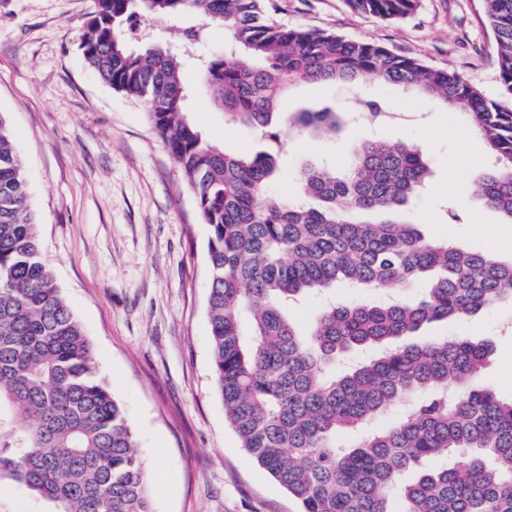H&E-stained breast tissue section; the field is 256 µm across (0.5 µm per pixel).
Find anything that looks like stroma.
Masks as SVG:
<instances>
[{
    "instance_id": "obj_1",
    "label": "stroma",
    "mask_w": 512,
    "mask_h": 512,
    "mask_svg": "<svg viewBox=\"0 0 512 512\" xmlns=\"http://www.w3.org/2000/svg\"><path fill=\"white\" fill-rule=\"evenodd\" d=\"M277 23L383 44L450 69L485 97H505L484 0H420L389 22L348 0H268ZM92 0H0V120L24 161L27 206L57 286L94 347L100 376L132 423L154 512H299L246 451L224 414L208 318L209 228L150 124L144 104L112 90L84 63ZM187 110L214 145L252 152L258 141L210 101L196 58L182 68ZM393 121L314 139L290 132L271 193L292 198L302 165L345 163L365 140L411 141L434 178L408 213L434 239L512 258V224L473 193L487 147L467 118L416 94L367 80ZM348 89L296 84L283 112L348 103ZM425 338L488 341L483 384L512 400V303L430 326Z\"/></svg>"
}]
</instances>
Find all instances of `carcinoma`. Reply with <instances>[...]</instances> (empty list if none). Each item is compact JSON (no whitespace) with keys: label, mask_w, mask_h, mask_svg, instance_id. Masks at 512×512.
I'll return each mask as SVG.
<instances>
[{"label":"carcinoma","mask_w":512,"mask_h":512,"mask_svg":"<svg viewBox=\"0 0 512 512\" xmlns=\"http://www.w3.org/2000/svg\"><path fill=\"white\" fill-rule=\"evenodd\" d=\"M350 3L384 20L419 6ZM485 8L506 103L383 45L273 23L265 0H93L85 64L146 104L210 229L212 362L225 416L301 512H512V401L480 382L491 345L416 340L431 324L512 302V261L435 242L409 221L358 220L420 196L432 162L412 142L367 141L342 170L301 167L300 197L270 195L283 130L314 137L349 120L331 108L283 116L280 94L293 83L353 89L367 78L466 114L491 155L474 192L512 224V0ZM155 15L191 21L186 52L210 26L224 27L229 49L203 63V85L260 151L231 154L206 140L167 43L130 47L127 31ZM238 51L253 64H239ZM354 108L386 116L377 100L358 97ZM26 200L23 162L0 121V484L52 512H153L133 428L55 284ZM339 284L424 291L416 301L330 303L301 333L288 306ZM401 404L393 423L369 429ZM456 448L469 449L465 462L426 468Z\"/></svg>","instance_id":"carcinoma-1"}]
</instances>
